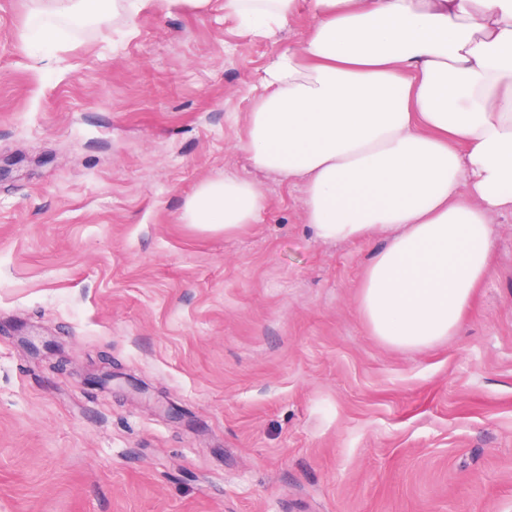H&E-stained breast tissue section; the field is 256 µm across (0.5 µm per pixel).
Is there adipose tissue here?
Instances as JSON below:
<instances>
[{"instance_id": "obj_1", "label": "adipose tissue", "mask_w": 512, "mask_h": 512, "mask_svg": "<svg viewBox=\"0 0 512 512\" xmlns=\"http://www.w3.org/2000/svg\"><path fill=\"white\" fill-rule=\"evenodd\" d=\"M114 0H34L71 25ZM307 9L298 50L275 56L247 116L252 167L302 184L326 242L385 232L359 310L404 349L461 332L487 273L493 219L512 215V0H224L270 38ZM260 181L224 175L185 200L182 223L234 232L266 208Z\"/></svg>"}]
</instances>
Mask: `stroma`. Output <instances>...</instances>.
Returning a JSON list of instances; mask_svg holds the SVG:
<instances>
[{
    "mask_svg": "<svg viewBox=\"0 0 512 512\" xmlns=\"http://www.w3.org/2000/svg\"><path fill=\"white\" fill-rule=\"evenodd\" d=\"M31 7L0 0V512H512V216L462 333L388 346L359 312L383 234L317 239L301 184L262 176L232 233L179 219L253 176L255 88L310 14L255 38L152 0L46 56ZM266 203L260 181L224 174L202 182L187 197L180 220L201 231L227 234L256 223Z\"/></svg>",
    "mask_w": 512,
    "mask_h": 512,
    "instance_id": "35a3bbf8",
    "label": "stroma"
}]
</instances>
